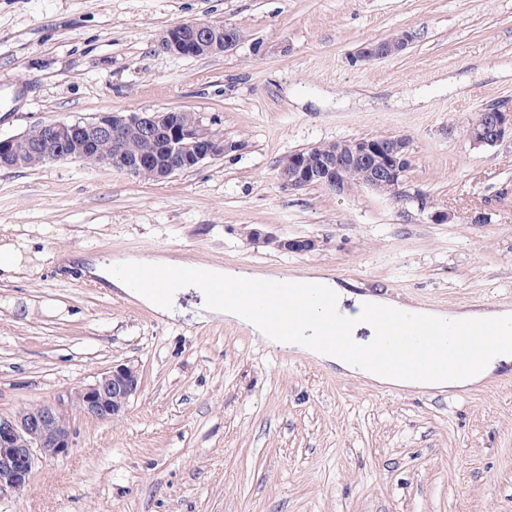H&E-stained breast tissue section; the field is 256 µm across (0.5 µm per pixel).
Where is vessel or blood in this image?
Here are the masks:
<instances>
[{"label":"vessel or blood","mask_w":512,"mask_h":512,"mask_svg":"<svg viewBox=\"0 0 512 512\" xmlns=\"http://www.w3.org/2000/svg\"><path fill=\"white\" fill-rule=\"evenodd\" d=\"M238 295L252 300L257 312L273 322L281 331H288L292 319L307 302H314L328 316L324 331L333 341L342 339V323L333 316L334 301L319 291L296 293L287 282L277 284L248 281L237 288ZM385 328L377 346L368 357L372 363L382 364L392 356L402 357L420 369L448 370L470 365L478 348L465 327L433 325L396 313L386 314Z\"/></svg>","instance_id":"b4317fda"}]
</instances>
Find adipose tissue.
Masks as SVG:
<instances>
[{"label":"adipose tissue","mask_w":512,"mask_h":512,"mask_svg":"<svg viewBox=\"0 0 512 512\" xmlns=\"http://www.w3.org/2000/svg\"><path fill=\"white\" fill-rule=\"evenodd\" d=\"M73 258L84 263L88 274L95 281L122 293L131 294L134 299L150 307L159 315L176 318L180 295L193 291L198 294L200 308L208 317L234 320L245 324L252 329L253 333L265 340L275 342L280 347L310 355L347 373L364 376L384 386L462 389L485 381L494 376L495 372L501 370L503 366L512 363V352L504 350L483 355L473 366L453 369L445 373L414 370L398 357L392 358L385 368H378L365 357L367 341L357 337L358 331L363 328L369 329L374 334L382 330L383 323L376 319V312L397 308L401 313L436 323L441 322V315L435 310L410 305L399 307L395 302L381 297L353 295L336 280L325 276H298L295 277L294 282L299 286L307 285L323 289L334 296L337 311L344 313L348 318L344 329L348 344L344 347L334 345L328 337L322 335L319 327L320 313L314 308L307 310L304 317L295 322L288 334L284 335L276 331L272 322L263 320L258 315L251 301L236 294L238 278L220 267L210 270L213 279L224 283L223 293L217 294L199 288L189 275L190 263L171 256L152 259V266L167 269L171 273L169 296L167 300L159 301L154 296L152 283L143 282L135 286L128 277L129 271L143 267V260L132 257L108 260L88 259L80 252L74 253Z\"/></svg>","instance_id":"adipose-tissue-1"}]
</instances>
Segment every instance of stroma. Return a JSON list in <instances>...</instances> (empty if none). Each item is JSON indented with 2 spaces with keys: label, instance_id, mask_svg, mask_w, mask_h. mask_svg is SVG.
<instances>
[{
  "label": "stroma",
  "instance_id": "1",
  "mask_svg": "<svg viewBox=\"0 0 512 512\" xmlns=\"http://www.w3.org/2000/svg\"><path fill=\"white\" fill-rule=\"evenodd\" d=\"M204 18L240 43L158 48ZM403 29L399 55L354 61ZM488 105L512 106V0H0V137L184 110L234 145L159 183L81 161L0 168V245L22 254L0 271V414L115 363L142 374L122 417L74 415L70 454L39 462L0 512H512L498 377L380 386L233 322L161 317L68 258L176 252L432 310H512V140L476 147L462 131ZM397 135L412 155L401 197L278 182L293 151ZM294 238L319 247L276 245Z\"/></svg>",
  "mask_w": 512,
  "mask_h": 512
}]
</instances>
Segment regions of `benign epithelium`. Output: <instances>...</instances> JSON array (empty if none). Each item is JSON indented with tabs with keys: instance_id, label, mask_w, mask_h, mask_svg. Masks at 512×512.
Instances as JSON below:
<instances>
[{
	"instance_id": "obj_1",
	"label": "benign epithelium",
	"mask_w": 512,
	"mask_h": 512,
	"mask_svg": "<svg viewBox=\"0 0 512 512\" xmlns=\"http://www.w3.org/2000/svg\"><path fill=\"white\" fill-rule=\"evenodd\" d=\"M241 39L237 27L222 21L195 19L166 30L158 47L173 55H212L234 48ZM413 41L407 30L396 39L362 44L355 55L360 62L386 59L403 52ZM139 128L148 140L160 138L165 152L178 159L174 167L162 155L149 150L134 159L121 152L101 154L97 136L102 132L120 135ZM465 136L475 147L494 146L512 138V109L489 106L479 120L470 122ZM41 140L43 162L91 159L94 166L117 170L134 177L149 170L156 180L191 170L207 159L223 156L233 145L219 137L201 138L194 123L183 121V111L107 112L91 120L58 121L33 127L24 133L0 138V167L12 168L16 160L12 145L22 139ZM411 165L410 140L405 136L352 138L336 142L334 154L291 153L278 165L283 189L296 191L312 184L343 193L354 185L399 197L402 177ZM286 249L311 252L318 241L311 238L283 241ZM140 368L123 362L112 365L93 382L58 395L52 402L38 404L15 414L0 415V495L24 490L33 471L45 458H63L74 445L72 419L81 414L101 421L120 417L131 396L141 388Z\"/></svg>"
}]
</instances>
